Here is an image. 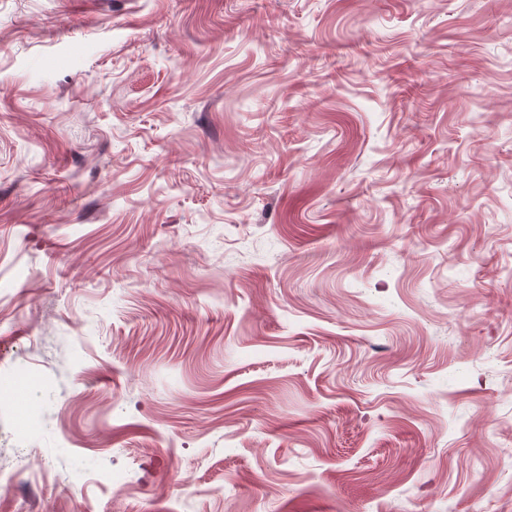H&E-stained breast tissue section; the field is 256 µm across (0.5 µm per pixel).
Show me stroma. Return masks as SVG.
Returning a JSON list of instances; mask_svg holds the SVG:
<instances>
[{"label": "stroma", "instance_id": "obj_1", "mask_svg": "<svg viewBox=\"0 0 512 512\" xmlns=\"http://www.w3.org/2000/svg\"><path fill=\"white\" fill-rule=\"evenodd\" d=\"M0 512H512V0H0Z\"/></svg>", "mask_w": 512, "mask_h": 512}]
</instances>
